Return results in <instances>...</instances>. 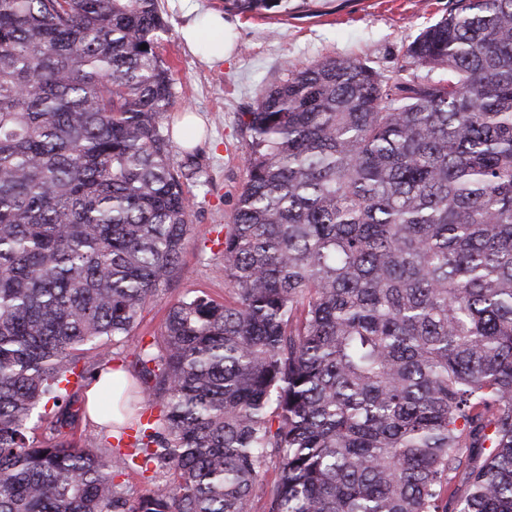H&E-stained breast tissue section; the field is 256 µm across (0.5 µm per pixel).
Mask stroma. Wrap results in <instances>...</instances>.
Returning <instances> with one entry per match:
<instances>
[{"mask_svg": "<svg viewBox=\"0 0 512 512\" xmlns=\"http://www.w3.org/2000/svg\"><path fill=\"white\" fill-rule=\"evenodd\" d=\"M198 12L223 15L233 33L229 58L207 62L202 49H189L181 36L187 22L183 0H160L170 25L158 51L170 65L175 103L164 125L191 117L200 133L192 143L174 141L176 160L194 153L197 165L185 182L196 208L183 265L169 292L148 305L135 333L159 335L168 308L189 291L221 301L229 295L210 241L230 223L238 191L247 178L243 112L257 92L288 73L327 57H354L378 72L395 71L406 47L446 16L450 0H318L288 16L243 15L225 10L224 0H194Z\"/></svg>", "mask_w": 512, "mask_h": 512, "instance_id": "stroma-1", "label": "stroma"}]
</instances>
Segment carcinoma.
Segmentation results:
<instances>
[{"label": "carcinoma", "instance_id": "cac0c4a2", "mask_svg": "<svg viewBox=\"0 0 512 512\" xmlns=\"http://www.w3.org/2000/svg\"><path fill=\"white\" fill-rule=\"evenodd\" d=\"M167 29L159 0H0V512H512V0H453L391 76L260 90L214 240L232 296L147 342L194 208ZM128 470L162 481L132 500Z\"/></svg>", "mask_w": 512, "mask_h": 512}]
</instances>
